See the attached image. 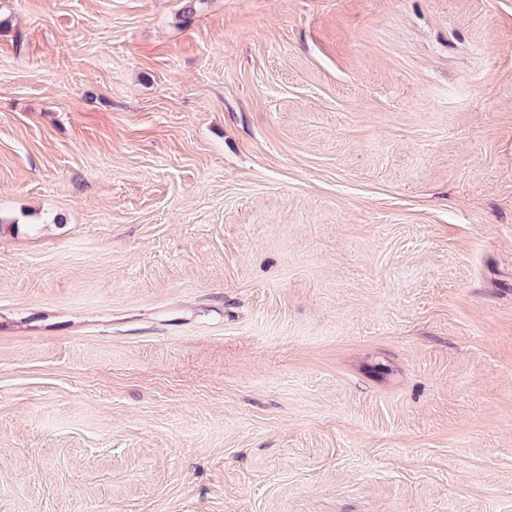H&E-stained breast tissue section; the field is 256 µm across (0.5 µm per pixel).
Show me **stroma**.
I'll use <instances>...</instances> for the list:
<instances>
[{
  "label": "stroma",
  "mask_w": 512,
  "mask_h": 512,
  "mask_svg": "<svg viewBox=\"0 0 512 512\" xmlns=\"http://www.w3.org/2000/svg\"><path fill=\"white\" fill-rule=\"evenodd\" d=\"M0 512H512V0H0Z\"/></svg>",
  "instance_id": "stroma-1"
}]
</instances>
